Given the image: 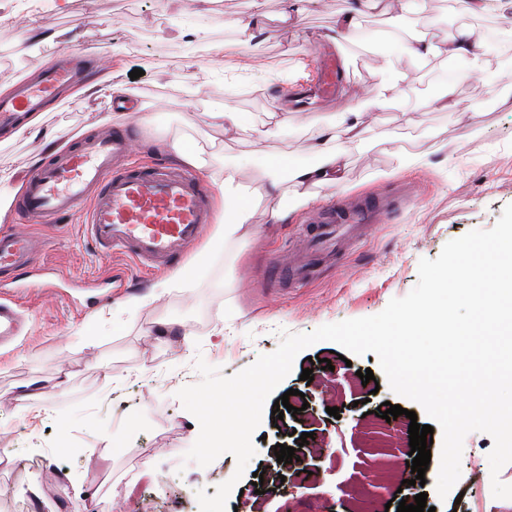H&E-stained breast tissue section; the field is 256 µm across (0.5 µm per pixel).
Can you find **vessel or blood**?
<instances>
[{"mask_svg": "<svg viewBox=\"0 0 512 512\" xmlns=\"http://www.w3.org/2000/svg\"><path fill=\"white\" fill-rule=\"evenodd\" d=\"M77 81L71 67L45 65L36 83H19L13 94L0 97V123L41 111L46 100ZM133 144L126 127L114 126L84 137L78 149L57 154L31 176L18 199L20 221L51 222L82 209L87 236L101 254L125 251L144 267L183 259L213 220L211 193L189 171L129 164ZM402 204L399 197L360 195L319 217L308 256L289 267L293 280L310 278L316 257L334 251L357 225L388 223ZM32 256L30 234L0 233V272L26 269ZM21 322L13 303L0 300V343L17 336Z\"/></svg>", "mask_w": 512, "mask_h": 512, "instance_id": "obj_1", "label": "vessel or blood"}]
</instances>
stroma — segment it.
I'll list each match as a JSON object with an SVG mask.
<instances>
[{
	"instance_id": "35a3bbf8",
	"label": "stroma",
	"mask_w": 512,
	"mask_h": 512,
	"mask_svg": "<svg viewBox=\"0 0 512 512\" xmlns=\"http://www.w3.org/2000/svg\"><path fill=\"white\" fill-rule=\"evenodd\" d=\"M467 6L468 0H428L434 22L425 27L403 10L402 0H383L378 10L363 0H314L302 17L287 20L282 0H212L204 24L209 37L192 46L171 36L177 26L194 22L178 0H0L1 86L37 79L55 48H32L30 32L51 24L63 31V46L77 54L111 58L132 91L121 110L96 94L51 100L43 134L12 140L0 134V170L24 180L33 158L51 160L46 131L83 136L108 123L129 124L137 132L136 162L164 155L165 143L176 136L212 143L200 180L214 191L225 167L237 168L252 211L250 223L196 281L172 286L142 307L129 306V299L166 281L169 270L144 272L129 255H99L80 212L28 225L42 247L27 274L0 273V297L15 302L26 319L23 334L0 347V452L17 467L16 476L0 474V512H22L31 491L43 512H200L198 491L214 495L232 479L231 510L254 500L258 473L265 512H397V492L380 488L354 499L357 487L371 480L378 455L366 415L382 414L390 403L415 412L418 424L430 419L421 405L391 390L374 353L346 362L342 347L328 341L299 353L265 405L252 435L255 454L239 479L232 454L205 467L186 460L199 423L177 393L200 381L197 359L230 376L274 352L281 331L308 333L379 314L414 288L421 259L436 258L448 241L469 231L491 229L512 204V60L503 56L512 50V17L474 18ZM257 12L264 29L253 39L227 34L225 21ZM341 13L380 34L403 29L410 38L433 42L452 38L464 25L481 32L477 50L487 72L456 80L453 89L462 103L479 102L482 115L473 122L431 106L438 82L455 71L453 61L401 58L408 94L345 145L344 182L299 188L288 174L265 169V155L306 148L320 129L349 111L355 97L375 96L382 62L375 45L357 51L352 37L337 34L332 47L344 79L334 100L297 107L272 136L267 114L280 103L284 86L267 82L264 72L282 68L296 76L298 87H309L319 66V37L334 32ZM191 53L203 67H187ZM136 68L141 77L130 79ZM430 76L437 82L429 86ZM140 101L152 103V110L137 111ZM216 110L241 113V127L227 134L213 126L209 114ZM275 176L282 192L273 199L266 188ZM397 188L409 200L390 223L323 262L309 283H288V259L302 248L314 211ZM302 194L309 199L304 206L297 202ZM276 206L288 210L279 224L268 220ZM324 358L331 369L321 367ZM306 368L321 385L301 381ZM366 369L378 390L356 383L357 371ZM28 388L40 394L42 410L35 417L17 400ZM291 389L304 393L312 414L294 427L313 434L319 451H300L297 468L286 470L274 454L273 411ZM331 406L338 416L328 414ZM432 439L423 490L435 512H512V499L492 493L493 479L512 484V463L491 473L488 434L465 437L461 477L443 498L436 491L441 429Z\"/></svg>"
}]
</instances>
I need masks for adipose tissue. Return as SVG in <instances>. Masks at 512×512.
Wrapping results in <instances>:
<instances>
[{"label":"adipose tissue","instance_id":"1","mask_svg":"<svg viewBox=\"0 0 512 512\" xmlns=\"http://www.w3.org/2000/svg\"><path fill=\"white\" fill-rule=\"evenodd\" d=\"M471 29L461 30L456 37L435 43L423 39L405 45V52L415 61L424 62L432 57H441L464 62L465 74L483 71L486 61L474 52ZM381 56L385 72L376 97L368 102L356 103L351 111L343 113L339 122L320 133L316 142L307 151L285 156L273 154L267 157L269 170H286L302 186L320 183L336 186L343 181L344 153L337 148L338 140H354L360 136L373 113L386 110L403 93L404 74L398 68V56L390 44H383ZM221 215L216 223L213 238L217 244H224L236 238L244 224L249 223L252 213L245 203V192L233 168H225L219 183Z\"/></svg>","mask_w":512,"mask_h":512}]
</instances>
